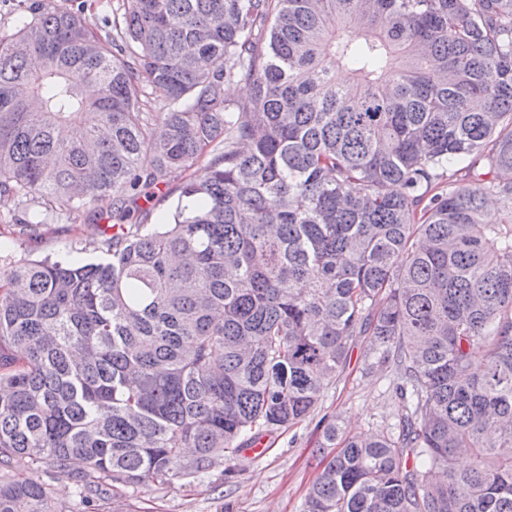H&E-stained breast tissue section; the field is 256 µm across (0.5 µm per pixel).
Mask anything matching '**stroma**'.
I'll use <instances>...</instances> for the list:
<instances>
[{
  "label": "stroma",
  "mask_w": 512,
  "mask_h": 512,
  "mask_svg": "<svg viewBox=\"0 0 512 512\" xmlns=\"http://www.w3.org/2000/svg\"><path fill=\"white\" fill-rule=\"evenodd\" d=\"M79 12L101 34L112 32V18L120 14L121 0H57ZM107 215L99 206L86 208L71 219L47 214L36 240L9 241L17 258H56L79 250L86 259L98 255ZM370 338L351 337L348 357L335 383L323 392L317 409L303 422L263 440V453L244 452L234 460L232 475L223 468L167 485L141 486L118 494L103 492L94 502L96 512H303L307 491L320 466L315 454L321 441L318 422L337 420L347 435H371L393 421L395 401L387 370H368Z\"/></svg>",
  "instance_id": "1"
}]
</instances>
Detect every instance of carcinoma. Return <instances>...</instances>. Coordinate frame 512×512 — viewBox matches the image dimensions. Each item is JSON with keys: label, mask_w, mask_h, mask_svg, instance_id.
I'll use <instances>...</instances> for the list:
<instances>
[{"label": "carcinoma", "mask_w": 512, "mask_h": 512, "mask_svg": "<svg viewBox=\"0 0 512 512\" xmlns=\"http://www.w3.org/2000/svg\"><path fill=\"white\" fill-rule=\"evenodd\" d=\"M122 9L110 37L52 0L0 31L14 233L36 195L112 207L99 259L0 265V512H68L34 464L89 508L229 463L313 413L361 332L395 421L324 425L305 512H512V0ZM204 156L169 222L136 219ZM65 471H68L69 475ZM62 475H66L68 481L67 489L65 491L62 490L60 486V478ZM22 477L30 481H35L36 483H48L51 489V496L53 501L56 503V506L71 503L74 498L75 486L72 473L69 470H57L51 475V477H48L42 468L33 466L30 469L25 470Z\"/></svg>", "instance_id": "obj_1"}]
</instances>
